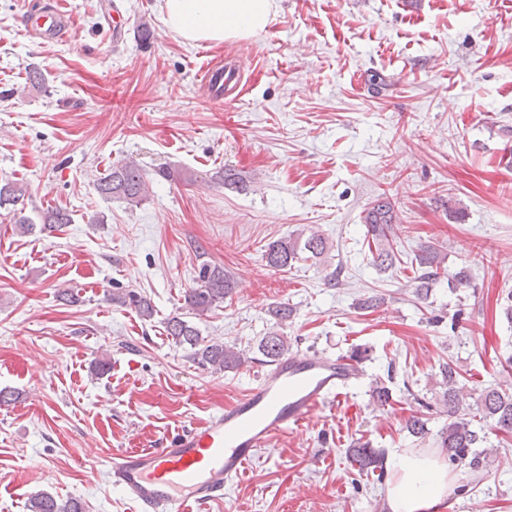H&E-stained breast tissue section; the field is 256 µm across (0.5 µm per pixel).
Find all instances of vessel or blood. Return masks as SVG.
Segmentation results:
<instances>
[{
  "instance_id": "obj_1",
  "label": "vessel or blood",
  "mask_w": 512,
  "mask_h": 512,
  "mask_svg": "<svg viewBox=\"0 0 512 512\" xmlns=\"http://www.w3.org/2000/svg\"><path fill=\"white\" fill-rule=\"evenodd\" d=\"M63 0L33 15L28 29L48 39L69 31ZM234 70L205 66L212 101L223 99ZM361 376L349 357L298 351L280 358L243 396L203 424L174 436L164 448H129L113 457L109 478L140 512H188L222 498L259 449L302 427L318 408L333 404Z\"/></svg>"
}]
</instances>
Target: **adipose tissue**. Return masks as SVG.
Segmentation results:
<instances>
[{
    "label": "adipose tissue",
    "instance_id": "obj_1",
    "mask_svg": "<svg viewBox=\"0 0 512 512\" xmlns=\"http://www.w3.org/2000/svg\"><path fill=\"white\" fill-rule=\"evenodd\" d=\"M275 0H165L164 26L190 42L246 40L262 32ZM448 494V464L431 452L395 455L386 489L390 512H432Z\"/></svg>",
    "mask_w": 512,
    "mask_h": 512
}]
</instances>
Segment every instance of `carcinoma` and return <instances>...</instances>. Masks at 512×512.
<instances>
[{
    "mask_svg": "<svg viewBox=\"0 0 512 512\" xmlns=\"http://www.w3.org/2000/svg\"><path fill=\"white\" fill-rule=\"evenodd\" d=\"M96 190L106 200L118 199L129 207L141 204L148 192L147 174L133 159L112 167L107 174L97 180ZM26 189L13 181L0 183V208L15 207L24 199ZM44 228L51 229L58 224H69L70 213L62 208H48L40 215ZM366 237L372 265L379 271L395 268L401 257L393 244V226L396 224L394 206L390 198L382 193L366 210L364 217ZM326 248L325 238L312 232L307 237L300 235L274 241L266 246L262 258L268 266L286 270L308 252L313 257L321 255ZM444 259L431 245H423L410 257V267L414 274V293L417 299L428 298L434 284L441 277ZM234 283L224 273V268L205 264L201 267L196 286L184 295V305L188 314L200 316L224 303L231 296ZM117 301L135 309L139 316L147 319L153 316L154 308L149 300L129 291L117 297ZM166 336L180 346H189L193 361L200 367L215 373L240 367L244 355L234 346L204 343L199 329L183 316H173L165 322ZM260 352L273 363L288 354V339L272 331L261 339ZM438 385L442 389L438 405L448 416V424L436 434V443L442 448L448 466L460 474L454 492L459 495H473L476 484L470 476L480 471L485 464V456L475 448L486 439L482 430L475 428L476 415L491 422L499 432L512 435V394L502 393L494 388L481 390L477 403L471 404L468 396L458 387L459 372L451 363L439 366ZM408 432L424 439L429 434L427 420L418 415L406 421ZM351 462L362 473L384 470L383 458L370 448L369 443L357 441L349 448ZM30 512H84L81 501L68 499L58 501L48 493L35 496L29 503Z\"/></svg>",
    "mask_w": 512,
    "mask_h": 512,
    "instance_id": "cac0c4a2",
    "label": "carcinoma"
}]
</instances>
